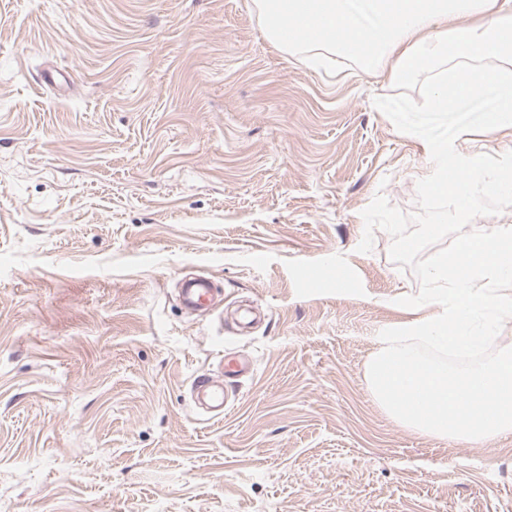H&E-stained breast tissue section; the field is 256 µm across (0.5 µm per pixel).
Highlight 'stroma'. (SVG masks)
Here are the masks:
<instances>
[{"mask_svg":"<svg viewBox=\"0 0 512 512\" xmlns=\"http://www.w3.org/2000/svg\"><path fill=\"white\" fill-rule=\"evenodd\" d=\"M319 49L253 0H0V512H512V436L369 389L380 332L439 307L398 305L419 282L361 212H415L433 163L394 83ZM191 272L223 313L182 307ZM228 353L253 370L210 419L190 386Z\"/></svg>","mask_w":512,"mask_h":512,"instance_id":"1","label":"stroma"}]
</instances>
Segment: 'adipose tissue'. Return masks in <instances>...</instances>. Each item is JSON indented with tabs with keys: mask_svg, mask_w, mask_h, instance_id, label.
I'll return each instance as SVG.
<instances>
[{
	"mask_svg": "<svg viewBox=\"0 0 512 512\" xmlns=\"http://www.w3.org/2000/svg\"><path fill=\"white\" fill-rule=\"evenodd\" d=\"M263 33L280 50L317 37L334 54L360 59L365 70L383 69L393 82L450 55L512 59V0H368L373 31L361 28L346 0H258ZM474 16L460 24L462 16ZM305 27L290 38L283 29Z\"/></svg>",
	"mask_w": 512,
	"mask_h": 512,
	"instance_id": "obj_1",
	"label": "adipose tissue"
}]
</instances>
